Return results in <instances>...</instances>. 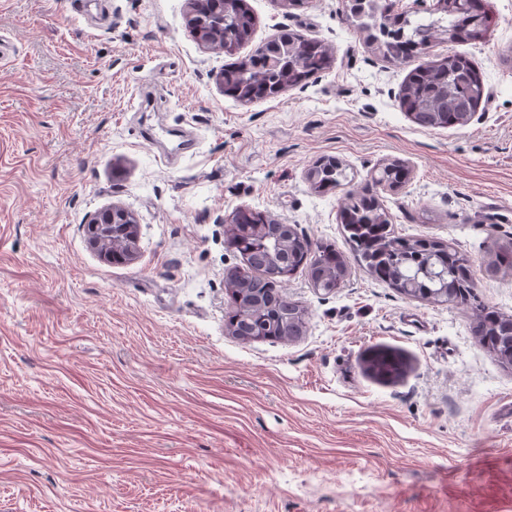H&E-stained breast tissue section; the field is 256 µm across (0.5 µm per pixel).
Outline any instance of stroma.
Segmentation results:
<instances>
[{
    "label": "stroma",
    "mask_w": 512,
    "mask_h": 512,
    "mask_svg": "<svg viewBox=\"0 0 512 512\" xmlns=\"http://www.w3.org/2000/svg\"><path fill=\"white\" fill-rule=\"evenodd\" d=\"M241 51L288 29L333 51L304 87L243 104L224 54L185 25L188 0H0V512H512V365L470 311L401 294L350 258L336 292L306 272L290 341L226 330V243L239 206L350 250L337 214L377 196L395 235L451 245L482 304L512 315V0L483 42H434L482 68L472 120L423 128L398 106L404 66L347 18V0H247ZM339 158L340 186L306 172ZM407 162L401 189L372 172ZM120 204L137 256L116 265L84 226ZM407 363L386 383L371 350Z\"/></svg>",
    "instance_id": "obj_1"
}]
</instances>
